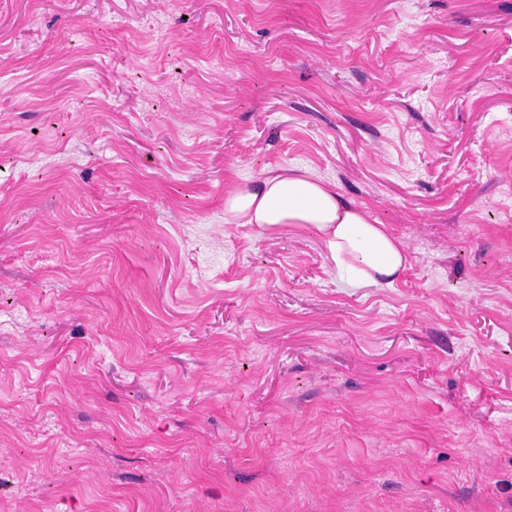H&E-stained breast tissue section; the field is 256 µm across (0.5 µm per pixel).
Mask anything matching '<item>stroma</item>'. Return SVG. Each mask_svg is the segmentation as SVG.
Masks as SVG:
<instances>
[{
  "label": "stroma",
  "instance_id": "stroma-1",
  "mask_svg": "<svg viewBox=\"0 0 512 512\" xmlns=\"http://www.w3.org/2000/svg\"><path fill=\"white\" fill-rule=\"evenodd\" d=\"M511 181L512 0H0V512H512ZM228 224H310L318 232L337 274L352 272L351 282L390 287L410 266L407 249L385 225L337 190L336 183L308 171H266L250 185L224 194Z\"/></svg>",
  "mask_w": 512,
  "mask_h": 512
}]
</instances>
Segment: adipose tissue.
I'll return each mask as SVG.
<instances>
[{
	"mask_svg": "<svg viewBox=\"0 0 512 512\" xmlns=\"http://www.w3.org/2000/svg\"><path fill=\"white\" fill-rule=\"evenodd\" d=\"M228 224H309L318 232L337 272H349L356 287L392 286L407 270L404 244L385 225L338 191L335 183L307 171L282 168L264 172L250 185L224 194Z\"/></svg>",
	"mask_w": 512,
	"mask_h": 512,
	"instance_id": "adipose-tissue-1",
	"label": "adipose tissue"
}]
</instances>
